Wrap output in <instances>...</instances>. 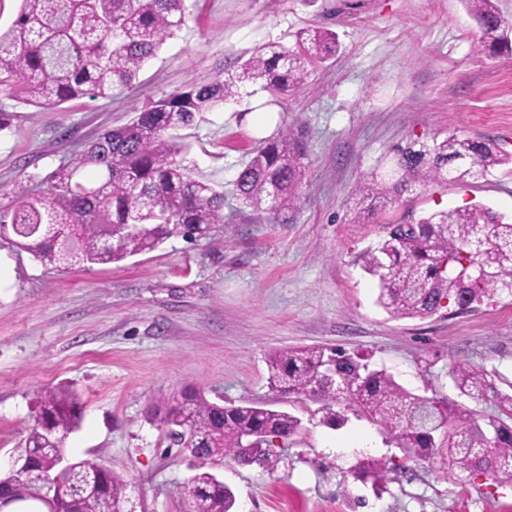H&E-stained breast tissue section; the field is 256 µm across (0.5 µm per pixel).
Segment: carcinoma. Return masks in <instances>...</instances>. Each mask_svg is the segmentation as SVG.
<instances>
[{"instance_id": "cac0c4a2", "label": "carcinoma", "mask_w": 512, "mask_h": 512, "mask_svg": "<svg viewBox=\"0 0 512 512\" xmlns=\"http://www.w3.org/2000/svg\"><path fill=\"white\" fill-rule=\"evenodd\" d=\"M480 26L488 53L512 52V25L495 0H465ZM186 0H20L15 19L0 32V94L18 104L55 108L83 95L110 98L129 87L165 40L185 26ZM336 33L311 29L296 48L257 49L233 73L194 85L137 112L123 127L91 142L75 161L50 175L45 195L18 196L0 214V229H12L20 246L44 266L108 264L158 248L170 238L190 239L224 223V187L178 160L187 146L172 132L200 114L221 108L240 88L260 84L290 95L305 83L309 66L336 54ZM308 159L301 136L286 130L264 140L233 183L246 208L286 223L300 197ZM489 138L451 134L431 144L396 150L393 167L373 174L358 192L366 202L354 217L362 224L375 208L428 184L465 183L509 163ZM365 266L378 280V303L398 318L430 317L448 307L475 308L496 291L512 293V219L489 207L465 206L432 213L367 254ZM269 383L288 394L322 404L324 422L341 424L337 405L351 408L384 433L404 455L439 459L459 476L483 470L512 485V393L494 390L481 366L456 363L449 370L459 395L496 398V415L480 423L459 402L419 396L384 369L340 347L287 348L268 358ZM42 424L26 438L23 459L35 467L53 463L65 438L81 421L75 395L49 390L41 397ZM152 416L199 465L190 481L203 512H235L233 490L212 466L233 459L277 467L274 439L286 440L300 425L295 416L267 404L224 405L186 391ZM400 459L364 462L377 480L401 471ZM18 512H122L123 479L83 460L56 475L54 492L33 475L4 476Z\"/></svg>"}]
</instances>
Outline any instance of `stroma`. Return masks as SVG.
<instances>
[{"instance_id": "1", "label": "stroma", "mask_w": 512, "mask_h": 512, "mask_svg": "<svg viewBox=\"0 0 512 512\" xmlns=\"http://www.w3.org/2000/svg\"><path fill=\"white\" fill-rule=\"evenodd\" d=\"M189 18L111 98L84 96L38 110L0 97V208L43 189L60 165L135 111L233 72L266 44L294 47L304 30L336 32L339 50L293 95L245 86L219 111L177 131L185 165L231 187L259 140L250 113L298 130L308 169L285 224L224 196V221L204 236L105 265L44 266L0 235V474L38 428L40 396L80 397L82 422L64 442L122 476L123 512H192L189 460L150 416L185 390L210 401L260 402L301 420L276 445L273 472L226 461L216 474L238 512H512V485L456 476L408 457L382 487L357 477L366 457L399 450L354 413L323 424L319 403L272 390L267 358L299 346H338L427 397L457 399L449 366L484 367L512 390V295L475 310L395 318L376 303L365 269L390 225L461 206L512 217V166L464 184H431L354 223L358 186L393 164L398 147L449 134L496 140L512 155V56L485 52L463 0H187Z\"/></svg>"}]
</instances>
